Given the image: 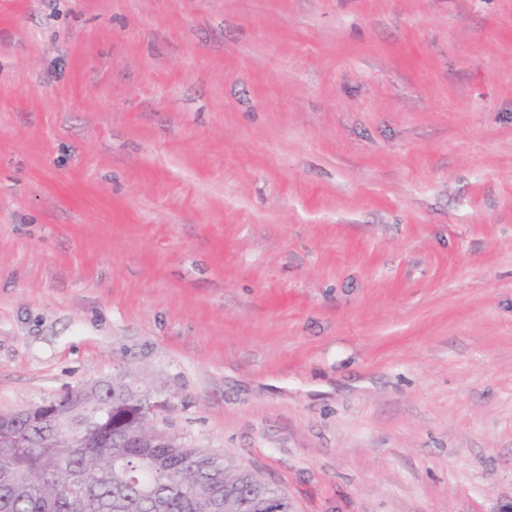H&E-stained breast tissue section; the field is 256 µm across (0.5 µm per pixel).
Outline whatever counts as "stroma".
Returning <instances> with one entry per match:
<instances>
[{
  "label": "stroma",
  "instance_id": "35a3bbf8",
  "mask_svg": "<svg viewBox=\"0 0 512 512\" xmlns=\"http://www.w3.org/2000/svg\"><path fill=\"white\" fill-rule=\"evenodd\" d=\"M120 376L290 512H512V0H0V414Z\"/></svg>",
  "mask_w": 512,
  "mask_h": 512
}]
</instances>
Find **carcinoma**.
I'll return each mask as SVG.
<instances>
[{"label": "carcinoma", "instance_id": "carcinoma-1", "mask_svg": "<svg viewBox=\"0 0 512 512\" xmlns=\"http://www.w3.org/2000/svg\"><path fill=\"white\" fill-rule=\"evenodd\" d=\"M98 398L107 412L23 422L0 431V512H289L288 499L253 472L200 448L177 452L157 436L138 443L141 429L161 405L135 396L123 381L105 383ZM81 443L67 439L72 424Z\"/></svg>", "mask_w": 512, "mask_h": 512}]
</instances>
